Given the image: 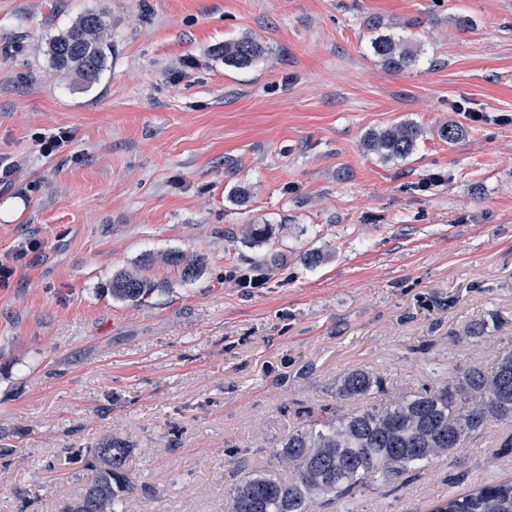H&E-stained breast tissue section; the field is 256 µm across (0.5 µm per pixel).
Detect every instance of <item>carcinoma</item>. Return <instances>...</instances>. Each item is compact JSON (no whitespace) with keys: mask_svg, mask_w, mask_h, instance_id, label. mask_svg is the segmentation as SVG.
Returning <instances> with one entry per match:
<instances>
[{"mask_svg":"<svg viewBox=\"0 0 512 512\" xmlns=\"http://www.w3.org/2000/svg\"><path fill=\"white\" fill-rule=\"evenodd\" d=\"M105 15L89 11L50 39L47 54L59 70H73L87 88L99 81L112 43L104 38ZM374 54L392 69L415 64L417 53L407 41L379 34L371 41ZM224 64H251L260 45L243 36L218 48ZM423 130L411 122L371 132L366 148L384 160L407 158L416 150ZM156 290L146 276L123 271L109 288L118 301L139 302ZM383 379L367 371L344 375L336 386L342 400H355L383 389ZM494 421L512 422V348L499 352L492 367L472 366L445 385L426 387L381 408L340 415L316 431L288 434L279 457L293 477L258 472L242 478L231 491L225 512H306L312 498L330 502L351 497L371 480L431 463L461 448ZM129 449L107 443L88 465L81 494L66 512H125L133 489L127 469ZM432 512H512V478L480 485L467 493H450Z\"/></svg>","mask_w":512,"mask_h":512,"instance_id":"1","label":"carcinoma"}]
</instances>
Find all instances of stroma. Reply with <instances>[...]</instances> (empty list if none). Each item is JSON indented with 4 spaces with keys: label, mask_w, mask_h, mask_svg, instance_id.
I'll return each mask as SVG.
<instances>
[{
    "label": "stroma",
    "mask_w": 512,
    "mask_h": 512,
    "mask_svg": "<svg viewBox=\"0 0 512 512\" xmlns=\"http://www.w3.org/2000/svg\"><path fill=\"white\" fill-rule=\"evenodd\" d=\"M102 10L112 57L87 89L45 47ZM378 32L416 66H383ZM244 35L260 58L225 65L218 46ZM401 122L424 131L410 157L366 149ZM60 127L73 141L42 158L37 134ZM0 156V259L41 242L0 288V512H63L111 439L130 450L127 512H224L324 410L512 346V0H0ZM122 270L157 290L113 300ZM355 370L385 392L338 399ZM511 435L491 424L346 507L430 512L512 476Z\"/></svg>",
    "instance_id": "stroma-1"
}]
</instances>
